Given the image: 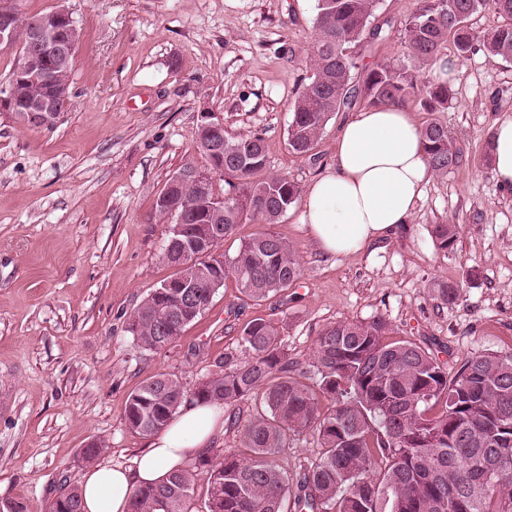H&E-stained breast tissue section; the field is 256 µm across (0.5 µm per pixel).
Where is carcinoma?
<instances>
[{"label":"carcinoma","mask_w":512,"mask_h":512,"mask_svg":"<svg viewBox=\"0 0 512 512\" xmlns=\"http://www.w3.org/2000/svg\"><path fill=\"white\" fill-rule=\"evenodd\" d=\"M378 0H317L313 74L295 100L288 145L307 154L332 115L361 97L372 107L402 105L416 96L428 112L448 108V82L432 66L453 39L465 55L478 46L495 58L512 61V0H419L405 24L403 40L410 64H378L363 84L350 86L357 62L349 52L371 23ZM491 7L504 23L479 34L467 20ZM431 169L445 174L462 162L448 126L433 121L422 128ZM215 136L224 155L205 149ZM196 146L208 171L224 180V194L209 186L198 195L191 186L162 193L194 210L184 232L168 235L161 260L174 266L192 243L238 224H276L301 197L298 183L285 174H257L266 168L264 139L258 134L216 135L200 120ZM224 199V209L209 207ZM455 224H436L432 236L441 250L457 238ZM241 292L262 300L283 292L302 277L288 241L260 232L224 260ZM196 302L181 307L175 295L151 292L129 315L128 329L138 348L159 352L210 305L218 288H197ZM397 334L382 316L343 321L318 336L312 385L295 376L294 362L270 321L256 318L240 334V354H224V368L188 389L178 376L158 373L127 399L125 420L145 436L160 432L183 403L232 406L261 394L263 410L243 429L249 457L204 453L198 465L209 473L206 512H281L289 493L288 476L276 462L288 438L317 434L322 452L304 468L294 503L298 512H449L463 496L469 512H512V355L476 354L453 374L437 358ZM198 473L182 468L164 482L135 490L131 512H187ZM44 512H83L79 488L61 483Z\"/></svg>","instance_id":"1"}]
</instances>
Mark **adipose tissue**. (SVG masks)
I'll list each match as a JSON object with an SVG mask.
<instances>
[{"instance_id":"1","label":"adipose tissue","mask_w":512,"mask_h":512,"mask_svg":"<svg viewBox=\"0 0 512 512\" xmlns=\"http://www.w3.org/2000/svg\"><path fill=\"white\" fill-rule=\"evenodd\" d=\"M421 131L412 113L392 105L361 109L343 123L332 165L303 199L302 221L324 256L359 251L409 222L432 177ZM491 167L503 191L512 192L511 113L493 123ZM223 429L219 406L184 404L132 466L87 468L84 512H129L137 487L163 482Z\"/></svg>"}]
</instances>
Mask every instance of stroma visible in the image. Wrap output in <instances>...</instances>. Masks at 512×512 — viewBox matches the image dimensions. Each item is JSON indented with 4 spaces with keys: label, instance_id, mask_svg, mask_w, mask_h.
<instances>
[{
    "label": "stroma",
    "instance_id": "stroma-1",
    "mask_svg": "<svg viewBox=\"0 0 512 512\" xmlns=\"http://www.w3.org/2000/svg\"><path fill=\"white\" fill-rule=\"evenodd\" d=\"M35 15L66 4L81 29L72 104L49 129L0 114V497L43 505L60 482L81 485V452L130 465L147 436L133 431L128 396L157 373L186 387L238 353L243 326L274 321L301 381H315L316 340L328 325L385 317L400 338L448 369L478 353L512 355V194L484 153L494 120L512 113V61L447 45L455 64L444 112L406 109L446 124L460 166L433 174L410 223L361 251L324 257L301 222V205L273 232L292 245L303 276L255 302L227 278L209 308L161 352L137 348L127 318L173 270L162 263L170 221L156 199L183 165L207 168L195 146L202 113L232 136L257 133L266 170L308 188L333 161L343 107L305 155L288 146L292 105L312 74L317 0H8ZM418 0H379L381 37L352 45V78L405 61L403 30ZM457 225L450 251L434 225ZM458 286L444 303L434 283ZM260 400L226 407L212 446L245 455L242 432Z\"/></svg>",
    "mask_w": 512,
    "mask_h": 512
}]
</instances>
